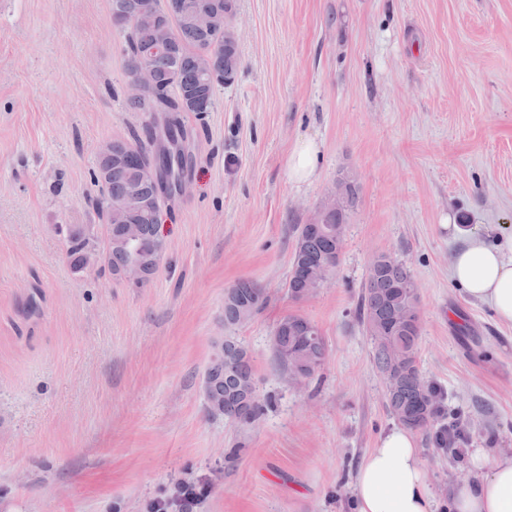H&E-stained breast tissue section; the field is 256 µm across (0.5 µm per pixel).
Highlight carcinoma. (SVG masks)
Segmentation results:
<instances>
[{"instance_id":"obj_1","label":"carcinoma","mask_w":512,"mask_h":512,"mask_svg":"<svg viewBox=\"0 0 512 512\" xmlns=\"http://www.w3.org/2000/svg\"><path fill=\"white\" fill-rule=\"evenodd\" d=\"M215 1L221 3V9L213 29L208 32L195 29L190 22L192 12ZM117 2L121 7L112 9V23L126 33L123 52L128 76L147 63L158 78L153 103L128 99V110L148 114L160 108L171 112L170 122L183 131L178 114L209 111L217 87L232 85L239 74L242 64L239 43L234 30L225 24V18L235 15L237 0H112L114 4ZM161 19L169 25L172 50L146 57L144 50L152 42L156 21ZM151 143L152 129L147 126L142 136L135 133L128 140H112L109 153L97 157L93 182L98 194L90 197L89 202L114 235L118 227L112 220L109 205L122 204L127 211V223L144 225L146 239L154 240L155 221L147 217L140 205L142 199L153 195L154 188L142 185L139 195H132L138 167L156 157ZM336 195L342 208L337 212L327 211L322 228L316 230L303 224L297 227L288 280V295L295 302L311 297L302 292L308 272L322 261H336V242L344 241L349 214L358 203L354 181L347 176L338 179ZM67 255L75 267L86 264L83 226L69 228ZM413 284L410 270L402 262L388 255L381 256L370 269L356 315L373 340L376 369L393 380L386 394L389 413L403 427L426 434L431 447L456 456L455 444L463 438L462 423L448 415L441 393L423 378L416 357L420 326L404 318L405 309L412 301ZM251 304L262 310L263 288L251 279H241L224 295V323L245 322L243 311ZM298 321L306 324L305 334H287L283 339L294 346L297 361L307 365L313 375L326 358L327 345L316 325L302 315L289 314L278 326ZM217 381L218 388L228 395L254 389L251 352L234 336L224 337V367L218 369Z\"/></svg>"}]
</instances>
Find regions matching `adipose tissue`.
<instances>
[{"instance_id": "1", "label": "adipose tissue", "mask_w": 512, "mask_h": 512, "mask_svg": "<svg viewBox=\"0 0 512 512\" xmlns=\"http://www.w3.org/2000/svg\"><path fill=\"white\" fill-rule=\"evenodd\" d=\"M320 161L316 141H297L288 155L289 179H315ZM451 279L467 297L490 306L500 322L512 324V256L503 246L471 235L452 256ZM355 493L357 512H435L410 430L399 427L381 437L357 472ZM445 510L512 512V456L492 458L476 451L471 478L449 495Z\"/></svg>"}]
</instances>
